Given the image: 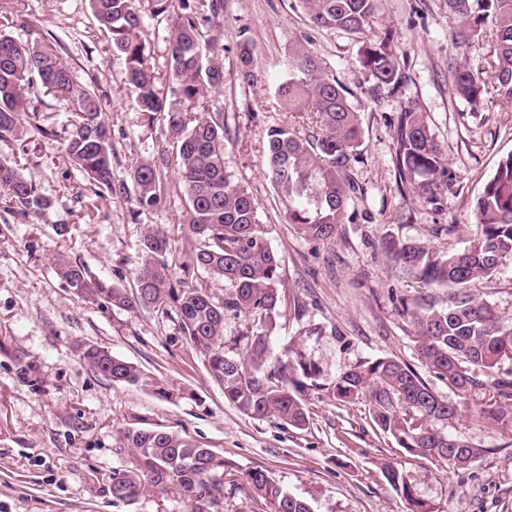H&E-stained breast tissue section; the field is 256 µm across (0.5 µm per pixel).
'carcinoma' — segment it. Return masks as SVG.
<instances>
[{
    "mask_svg": "<svg viewBox=\"0 0 512 512\" xmlns=\"http://www.w3.org/2000/svg\"><path fill=\"white\" fill-rule=\"evenodd\" d=\"M317 28L361 34L373 21L379 0H300ZM155 16L171 17L170 98L158 92L156 76L141 36L143 6ZM99 22L111 34L112 49L125 62L124 83L136 93L137 107L172 142L135 161L126 178L112 172V136L100 97L78 82L54 50L42 41L17 42L0 34V139L24 138L27 95L39 85L67 113L64 153L67 161L117 199L131 198L140 210L157 208L169 191L184 201L182 233L193 249L180 263L168 258L169 236L147 231L140 242V268L130 290L93 277L64 255L56 273L73 293L90 303L120 310H151L177 315L188 343L203 356L212 381L224 400L256 419L273 417L301 428L308 422L307 399L322 392L334 401H364L374 424L394 437L399 447L424 458L463 469L484 453L461 435L442 431L456 419L458 407L434 389L411 366L382 357L353 365L328 386L319 383L316 364L296 345L275 360L269 342L280 310L279 260L268 245L258 219V203L233 180L224 155V113L206 100L224 83V68L215 46L201 39V29L224 10V0H91ZM494 15L490 53L476 68L450 67L452 94L478 109L486 86L512 98V0H448L456 22L452 39L472 45L483 39L487 12ZM252 48L241 40L240 78L254 79ZM357 63L373 80L371 93L396 94L407 76L391 33L369 37L357 51ZM275 97L287 112H311L316 132L304 136L285 124L269 128L263 148L265 179L288 196V223L310 239L336 237L356 186L348 176L361 159L362 130L349 92L302 47L292 53ZM393 165L400 186L427 204L436 205L451 175L443 149L434 138L425 113L408 103L394 115ZM0 192L21 220L49 206L36 183L23 177L17 164L0 159ZM478 233L467 249L442 253L417 241L386 240L383 247L395 266L425 286L448 288L451 305L443 310L414 309L400 301L411 318L420 360L428 372L462 395L491 387L494 398L512 405V324L470 292L492 277L512 257V153L498 164L474 204ZM208 274L229 288L224 300H213L196 274ZM232 312L248 321L241 352L226 349L224 319ZM76 350L97 375L114 383L166 390L139 366L85 340ZM118 448L135 454L131 468L112 472L110 493L115 504L131 505L152 488L175 484L196 499L197 512L224 496V469L229 462L188 436L129 427ZM388 482L402 495L409 512H434L402 472L389 465ZM252 490L273 512H312L304 499L286 492L263 469L247 474Z\"/></svg>",
    "mask_w": 512,
    "mask_h": 512,
    "instance_id": "cac0c4a2",
    "label": "carcinoma"
}]
</instances>
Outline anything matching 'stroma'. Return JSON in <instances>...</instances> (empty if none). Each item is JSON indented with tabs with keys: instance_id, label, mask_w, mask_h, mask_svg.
<instances>
[{
	"instance_id": "1",
	"label": "stroma",
	"mask_w": 512,
	"mask_h": 512,
	"mask_svg": "<svg viewBox=\"0 0 512 512\" xmlns=\"http://www.w3.org/2000/svg\"><path fill=\"white\" fill-rule=\"evenodd\" d=\"M453 26L447 0H380L369 32L395 36L407 74L398 97L372 96L373 82L356 62L361 36L312 27L298 0H224L223 13L202 29L222 49L224 86L208 104L224 114L227 165L257 200L258 218L281 263L282 316L272 353L295 342L317 364L323 384L377 357L422 370L401 305L444 309L448 291L404 275L381 242L420 240L438 251L470 246L477 232L474 201L500 159L512 153V99L491 91L476 110L451 93L449 62L473 66L489 51L484 44L454 45ZM169 30L166 17L146 15L142 36L164 94ZM0 32L19 42H50L77 79L95 89L112 132L115 176L125 177L132 162L167 148L124 84V61L113 53L89 0H0ZM244 36L253 45L254 79L248 83L239 77ZM300 45L350 91L364 132L361 160L349 171L359 191L327 243L289 224L287 198L262 174L270 127L313 128L309 113L276 106L274 80ZM406 102L426 113L453 176L435 207L405 192L395 178L388 117ZM28 107L37 115L35 128L21 141L0 139V158L16 162L50 205L22 221L0 201V512H196L195 501L175 487L113 505L112 472L135 461L131 449L116 447L127 427L186 435L224 455V496L209 512H272L246 483L255 468L307 500L313 512H407L384 475L389 464L436 512H512V406L500 408L488 391L461 397L446 382H431L459 407L449 432L485 450L468 468L453 469L399 448L362 403L311 395L309 422L301 429L246 416L225 401L175 318L78 299L55 273L57 255L82 262L100 279L132 285L147 226H162L172 257L186 259L191 244L180 230L182 202L172 193L159 208L141 211L131 200L98 197L91 179L63 158L66 114L56 99L37 88ZM59 225L68 227L66 236L56 234ZM474 292L512 319V258ZM80 340L138 365L170 397L101 378L76 352ZM22 363L32 369L29 378L18 373Z\"/></svg>"
}]
</instances>
